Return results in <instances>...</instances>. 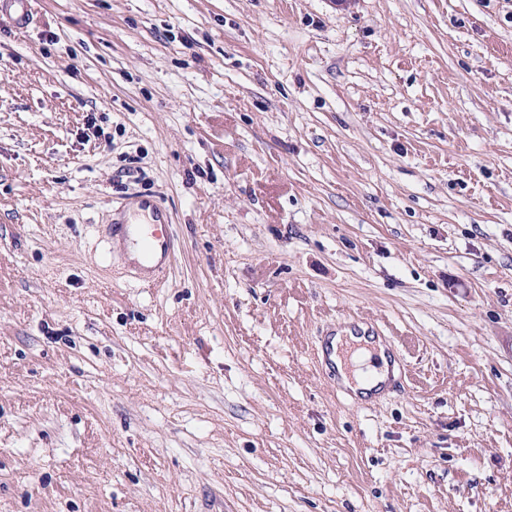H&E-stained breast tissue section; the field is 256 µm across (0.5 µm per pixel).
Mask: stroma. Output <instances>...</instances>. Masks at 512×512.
Returning a JSON list of instances; mask_svg holds the SVG:
<instances>
[{"mask_svg":"<svg viewBox=\"0 0 512 512\" xmlns=\"http://www.w3.org/2000/svg\"><path fill=\"white\" fill-rule=\"evenodd\" d=\"M0 18V512H512V0ZM134 194L176 251L144 285ZM399 377L337 390L332 329ZM112 211L108 224L112 241L132 243L140 247L138 270L144 275L142 281L148 286L162 282L175 254L174 237L168 230L171 217L161 201L154 197L133 196ZM149 220L147 224H134L132 219ZM144 226H153L147 231Z\"/></svg>","mask_w":512,"mask_h":512,"instance_id":"1","label":"stroma"}]
</instances>
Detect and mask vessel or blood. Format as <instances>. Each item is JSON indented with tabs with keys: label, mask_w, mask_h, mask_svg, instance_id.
<instances>
[{
	"label": "vessel or blood",
	"mask_w": 512,
	"mask_h": 512,
	"mask_svg": "<svg viewBox=\"0 0 512 512\" xmlns=\"http://www.w3.org/2000/svg\"><path fill=\"white\" fill-rule=\"evenodd\" d=\"M29 0H0V15L11 18L16 28L30 23ZM171 217L161 201L152 197H131L112 212L108 225L112 240L140 248L138 270L147 285L163 281L175 254L174 237L168 226Z\"/></svg>",
	"instance_id": "1"
}]
</instances>
